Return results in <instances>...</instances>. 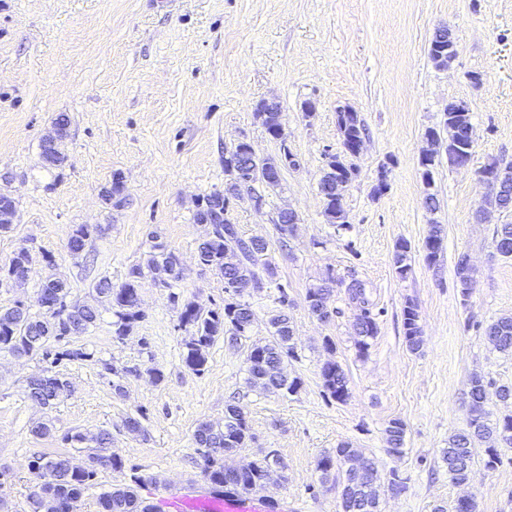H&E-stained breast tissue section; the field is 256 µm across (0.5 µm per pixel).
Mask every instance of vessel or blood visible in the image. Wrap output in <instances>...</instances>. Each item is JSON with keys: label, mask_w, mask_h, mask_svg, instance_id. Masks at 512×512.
Segmentation results:
<instances>
[{"label": "vessel or blood", "mask_w": 512, "mask_h": 512, "mask_svg": "<svg viewBox=\"0 0 512 512\" xmlns=\"http://www.w3.org/2000/svg\"><path fill=\"white\" fill-rule=\"evenodd\" d=\"M155 512H294L287 499L252 494H224L212 489L174 487L154 495Z\"/></svg>", "instance_id": "b4317fda"}]
</instances>
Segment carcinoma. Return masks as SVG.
<instances>
[{"label": "carcinoma", "instance_id": "cac0c4a2", "mask_svg": "<svg viewBox=\"0 0 512 512\" xmlns=\"http://www.w3.org/2000/svg\"><path fill=\"white\" fill-rule=\"evenodd\" d=\"M342 145L348 146L366 136L364 121L358 113L349 112L339 122ZM356 165L346 155L329 157L323 177L348 183L357 175ZM442 227L431 225L424 242L426 259L434 261L442 249ZM242 239L236 225L227 218L216 224V230L198 246V261L201 265L218 272L224 279L225 292L234 299L224 303L223 311H211L200 314L192 302L183 305L181 323L192 329L185 343L182 361L185 366L199 374L205 370L208 348L221 336L230 342L243 346L250 337L255 322V314L250 305L235 299L241 289L234 287L239 281L255 280L263 285L262 274L274 276V268L266 259L268 244L241 245ZM242 246L243 261L240 268L224 267V252L235 246ZM493 246L498 255L512 258V224H500L494 230ZM394 267L396 274L405 279L412 272V246L407 240L400 239L395 244ZM179 263L176 255L165 250L163 245H154V252L146 265L130 267L126 282L119 288L102 278L94 285L96 293L106 298L114 310L117 320L115 336L119 339L127 336L133 325L142 318L137 308V284L152 274L174 271ZM348 300L359 309L354 324L355 346L361 357L367 355L369 340L377 334L375 314L369 307L366 289L362 282L351 280L345 284ZM68 288L65 283L51 277L41 281L37 291V304L41 309L39 316L30 314L23 306L0 311V351L15 355H40L43 359L57 364L64 359L75 360L90 357L82 349H54V344L84 334L94 326L98 311L92 307L70 313L67 304ZM332 292L325 282L307 291L306 301L311 314L315 315L330 309ZM271 336L265 341L262 353L246 354L248 383L259 389L275 388L286 394H295L300 388L298 378H289L285 372L286 363L298 359L293 339V328L288 315L281 312L269 321ZM402 325L407 347L417 351L422 345L421 329L418 323L416 306L408 301L402 312ZM484 336L501 352H512V316H502L486 324ZM321 378L325 394L336 401H342L348 392V378L343 367L332 360L321 367ZM70 392V382L64 374L49 369L27 381L25 393L29 399L51 408L60 398ZM487 399L486 386L481 376L475 374L470 379L469 429L452 435L448 439V448L444 449L443 459L448 465V474L457 484H464L471 478L475 463V443L494 441L503 447H512V415L492 422L487 418L484 404ZM195 443L204 461L203 473L212 488L227 494H250L264 488L273 478L275 468L273 457L268 452L254 460L252 469L239 474L231 468L230 458L240 448L253 440L250 427L243 410L230 404L224 412L223 423L201 422L194 434ZM386 451L393 456L404 452L405 425L398 419L389 422L386 428ZM101 465L114 470H123V459L112 453L110 436L102 432L96 438ZM30 470L38 478L36 490L29 497L34 503L35 495L44 488L54 490L61 504L62 512H76L84 493L93 485L98 466L88 464L74 468L70 466L69 456H39L29 463ZM316 469L321 480L335 477L341 486L342 512H381L380 500L376 489L379 480L378 471L371 458L363 455L347 443H342L334 452H328L317 461ZM145 479L137 473L130 475V481L113 487L99 496L100 512H152L147 501L142 499L138 488Z\"/></svg>", "mask_w": 512, "mask_h": 512}]
</instances>
